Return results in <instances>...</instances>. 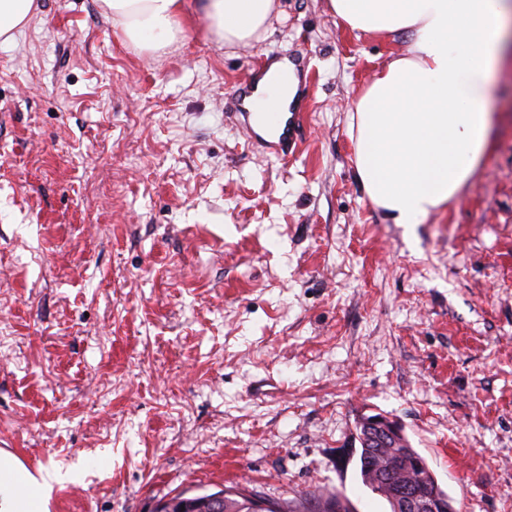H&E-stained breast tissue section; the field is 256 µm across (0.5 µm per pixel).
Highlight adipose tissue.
<instances>
[{"label": "adipose tissue", "mask_w": 512, "mask_h": 512, "mask_svg": "<svg viewBox=\"0 0 512 512\" xmlns=\"http://www.w3.org/2000/svg\"><path fill=\"white\" fill-rule=\"evenodd\" d=\"M124 38L156 51L185 32L189 13L216 42L248 45L266 28L275 0H101ZM350 29L407 35L409 48L373 76L350 109L355 171L369 201L396 224L421 223L455 199L490 146L499 118L490 98L512 58V0H328ZM294 65L268 64L253 97L288 111ZM61 475H32L0 459V512H47Z\"/></svg>", "instance_id": "adipose-tissue-1"}]
</instances>
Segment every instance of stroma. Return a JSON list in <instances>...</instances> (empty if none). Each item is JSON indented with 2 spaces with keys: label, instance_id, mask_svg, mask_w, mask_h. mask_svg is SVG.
Here are the masks:
<instances>
[{
  "label": "stroma",
  "instance_id": "1",
  "mask_svg": "<svg viewBox=\"0 0 512 512\" xmlns=\"http://www.w3.org/2000/svg\"><path fill=\"white\" fill-rule=\"evenodd\" d=\"M0 44V451L58 469L48 512H152L223 489L288 501L357 475V419L401 423L456 512H512V71L459 197L395 224L348 110L406 35L277 0L249 45L189 17L152 54L100 0H37ZM297 61L280 160L229 93Z\"/></svg>",
  "mask_w": 512,
  "mask_h": 512
}]
</instances>
